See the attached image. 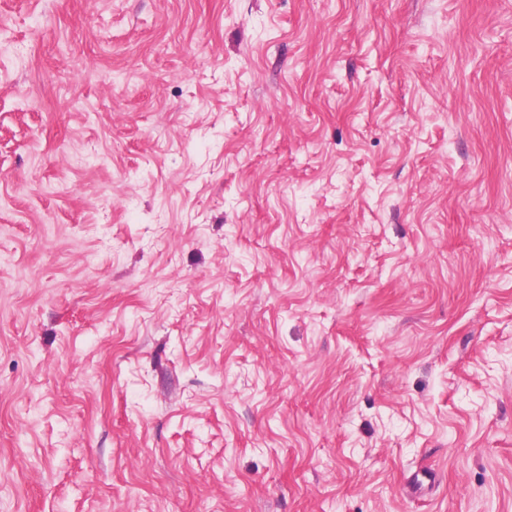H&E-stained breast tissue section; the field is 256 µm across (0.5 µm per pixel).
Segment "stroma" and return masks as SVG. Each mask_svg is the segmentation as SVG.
I'll return each instance as SVG.
<instances>
[{"label":"stroma","mask_w":512,"mask_h":512,"mask_svg":"<svg viewBox=\"0 0 512 512\" xmlns=\"http://www.w3.org/2000/svg\"><path fill=\"white\" fill-rule=\"evenodd\" d=\"M0 512H512V0H0Z\"/></svg>","instance_id":"stroma-1"}]
</instances>
